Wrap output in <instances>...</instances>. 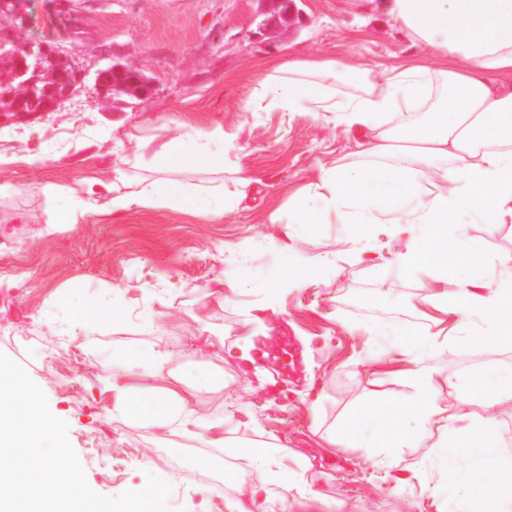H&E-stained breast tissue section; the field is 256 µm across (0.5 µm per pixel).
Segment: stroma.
<instances>
[{
    "label": "stroma",
    "instance_id": "35a3bbf8",
    "mask_svg": "<svg viewBox=\"0 0 512 512\" xmlns=\"http://www.w3.org/2000/svg\"><path fill=\"white\" fill-rule=\"evenodd\" d=\"M31 36L66 39L87 71L112 60L144 67L151 95L105 100L85 87L53 112L24 123L0 117V353L19 363L45 394L90 488L116 497L140 490L154 474L171 486L173 512H211L213 488L179 468L186 449L221 468L224 510L252 512H499L502 498L479 504L456 494L458 472L444 464L449 432L401 449L376 468L375 449L332 441L354 409L401 391L402 343L372 335L374 325L407 324L417 337L449 339L436 358L440 406L480 416L469 376L493 369L512 376V344L484 345L456 336L453 317L435 309V269L402 271L396 254L408 239L393 225L358 228L329 216L290 241L288 207L314 189L322 169L370 162L367 130L338 113L245 112L242 104L275 66L294 60H347L374 73L436 66L389 16L386 0H292L290 18L272 21L265 0H31ZM223 127L236 148L223 169H155L130 150ZM125 179L119 193L167 180L198 192L226 194L225 214L132 207L77 224L49 220L86 194L89 181ZM278 223H270V214ZM482 241L478 275L494 282L499 255L512 252V218L488 228L466 225ZM299 258L329 253L318 275L286 277L282 247ZM251 277L248 293L236 282ZM113 298L119 315L94 328L75 315ZM158 351L153 381L130 374L126 385L179 392L189 409L224 422V445L203 447L194 429L173 423L144 428L116 407L106 358ZM258 445L267 468L248 467L238 448ZM244 471V482L230 481Z\"/></svg>",
    "mask_w": 512,
    "mask_h": 512
}]
</instances>
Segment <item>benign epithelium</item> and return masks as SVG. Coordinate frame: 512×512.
<instances>
[{"instance_id":"1","label":"benign epithelium","mask_w":512,"mask_h":512,"mask_svg":"<svg viewBox=\"0 0 512 512\" xmlns=\"http://www.w3.org/2000/svg\"><path fill=\"white\" fill-rule=\"evenodd\" d=\"M27 2L0 0V80L10 85V90L0 92V112L22 117L52 111L87 76L71 49L27 35ZM94 83L104 96L114 92L140 96L152 89L142 68L121 63L96 70Z\"/></svg>"}]
</instances>
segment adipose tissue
Wrapping results in <instances>:
<instances>
[{"label":"adipose tissue","instance_id":"ef3b65f1","mask_svg":"<svg viewBox=\"0 0 512 512\" xmlns=\"http://www.w3.org/2000/svg\"><path fill=\"white\" fill-rule=\"evenodd\" d=\"M393 19L412 37L438 53L451 52L453 65L415 67L375 75L372 69L336 61L291 62L285 74L266 77L254 98L291 112H337L343 123L372 130V163L322 170L312 196L295 200L288 211L290 237L302 236L324 214L345 223L411 224L416 233L397 255L400 267L413 269L419 251H428L440 270L449 260L473 269L484 250L460 225L461 216L479 224L512 217V0H389ZM344 72L357 88L336 101L329 84ZM430 102L429 116L397 130H379L383 116L411 112ZM235 138L223 128L199 133L191 142L171 140L137 146V156L169 169L182 164L223 167ZM194 193H180L168 181L152 182L134 194H116L113 211L138 204L154 208L194 207ZM446 312L455 314L459 332L490 342L512 339V253L497 258L495 287L471 284L456 294L440 292ZM410 365L402 370V391L354 411L336 437L368 442L393 457L398 449L418 448L453 429L457 416L444 414L432 396L441 347L426 338L410 339ZM118 405L143 427L164 428L173 421L171 390L130 394L113 384ZM493 417L470 422L457 447L449 449L451 467L469 471L461 497L481 502L502 485Z\"/></svg>","mask_w":512,"mask_h":512}]
</instances>
